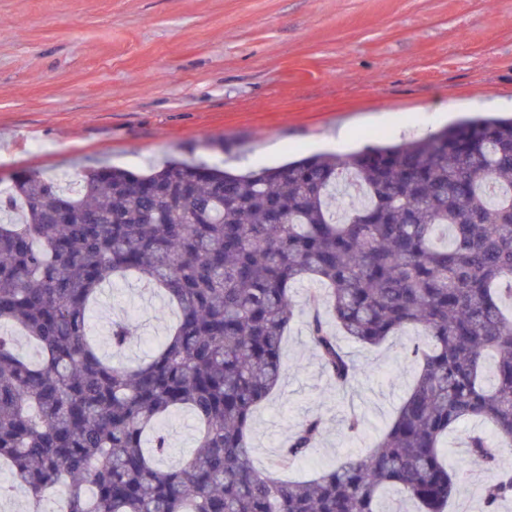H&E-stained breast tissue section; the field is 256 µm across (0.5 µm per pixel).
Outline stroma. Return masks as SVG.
<instances>
[{
    "label": "stroma",
    "mask_w": 512,
    "mask_h": 512,
    "mask_svg": "<svg viewBox=\"0 0 512 512\" xmlns=\"http://www.w3.org/2000/svg\"><path fill=\"white\" fill-rule=\"evenodd\" d=\"M478 112L512 113V0H0V187L31 172L79 181L112 164L141 173L206 160L237 173L374 139H411ZM283 340V381L254 413L259 470L308 477L365 454L417 366L412 334L338 343L357 367L345 389L324 372L302 302ZM92 308L94 339L134 365L174 320L130 276ZM128 322L113 354L105 314ZM357 416L359 431L347 421ZM322 432L288 467L279 456L305 419ZM165 465L188 459L195 424L169 418ZM471 424L444 453L458 492L445 512H485L483 487L512 470L469 459Z\"/></svg>",
    "instance_id": "35a3bbf8"
}]
</instances>
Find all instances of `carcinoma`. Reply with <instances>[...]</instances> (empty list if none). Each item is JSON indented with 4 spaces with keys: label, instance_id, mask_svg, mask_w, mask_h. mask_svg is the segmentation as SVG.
Masks as SVG:
<instances>
[{
    "label": "carcinoma",
    "instance_id": "carcinoma-1",
    "mask_svg": "<svg viewBox=\"0 0 512 512\" xmlns=\"http://www.w3.org/2000/svg\"><path fill=\"white\" fill-rule=\"evenodd\" d=\"M127 274L177 310L135 367L100 354L89 315ZM309 281L321 291L308 293V336L336 386L356 376L338 333L378 345L414 331L417 373L365 456L286 481L256 470L248 432L281 382L294 290ZM507 301L512 117L245 174L100 165L75 192L30 174L0 191V464L37 504L66 485L64 512H381L386 489L443 512L456 493L449 432L492 424L494 439L465 444L487 464L512 448ZM130 335L113 322L112 348ZM177 410L196 420V451L161 469L160 424ZM320 435V420L301 422L283 464ZM511 498L510 474L483 490L487 512Z\"/></svg>",
    "mask_w": 512,
    "mask_h": 512
}]
</instances>
